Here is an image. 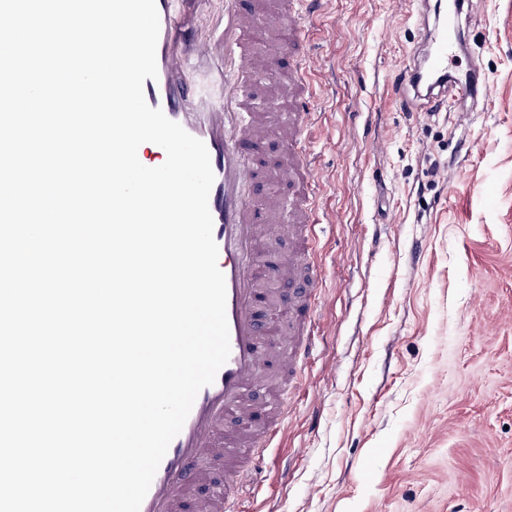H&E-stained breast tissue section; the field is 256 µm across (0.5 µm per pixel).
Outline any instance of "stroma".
I'll return each mask as SVG.
<instances>
[{
  "instance_id": "35a3bbf8",
  "label": "stroma",
  "mask_w": 512,
  "mask_h": 512,
  "mask_svg": "<svg viewBox=\"0 0 512 512\" xmlns=\"http://www.w3.org/2000/svg\"><path fill=\"white\" fill-rule=\"evenodd\" d=\"M265 2L246 6L271 86L290 61ZM461 25L473 111L404 112L389 81L421 36L415 0L310 18L317 317L233 512H512V0H466Z\"/></svg>"
}]
</instances>
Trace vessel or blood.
I'll return each instance as SVG.
<instances>
[{"label": "vessel or blood", "mask_w": 512, "mask_h": 512, "mask_svg": "<svg viewBox=\"0 0 512 512\" xmlns=\"http://www.w3.org/2000/svg\"><path fill=\"white\" fill-rule=\"evenodd\" d=\"M202 0H156L160 31L156 47L157 79H145L144 97L151 107L161 109L189 134L202 140L210 154L214 183L209 194L213 218V237L219 249L218 266L225 276L226 316L229 329L230 356L219 369L212 385L197 395L181 430L172 440L161 461L140 512H181L185 500L206 481L203 462L222 464L225 448L218 435L226 418L264 419L259 440L276 434L281 412L265 415L263 407L248 406L245 395L259 378L264 353V338L287 337L290 366L280 390L284 393L299 387L298 368L308 354L303 340V326L311 321L316 305L310 295L321 276L319 265L295 260L260 262L259 227L269 223L279 207L276 194H266L263 209H256L252 197L257 188L256 157L261 147V113L252 108V99L260 75L270 59L253 54L243 47V39L254 25L239 0H224V21L215 29L212 43L219 53L211 66L224 85V100L211 109H200L201 94L185 78L194 60V43L188 33L189 6ZM305 0H281L279 18L283 23V43L297 55L305 50L309 11ZM461 46V23L458 9L436 18L423 28V45L415 49L407 65L395 76L393 92L403 99L406 110L439 111L449 92L458 97L470 93L468 83L448 86V60ZM310 84L292 77V110L278 128L282 142L292 152L281 178L297 183L301 193L294 200L297 224L288 226L297 251L310 254L321 221L312 206L319 193L318 178L312 160L303 152L299 138L313 125L308 107ZM305 281L309 292L298 301L283 307L281 313L258 321L254 308L262 283Z\"/></svg>", "instance_id": "1"}]
</instances>
